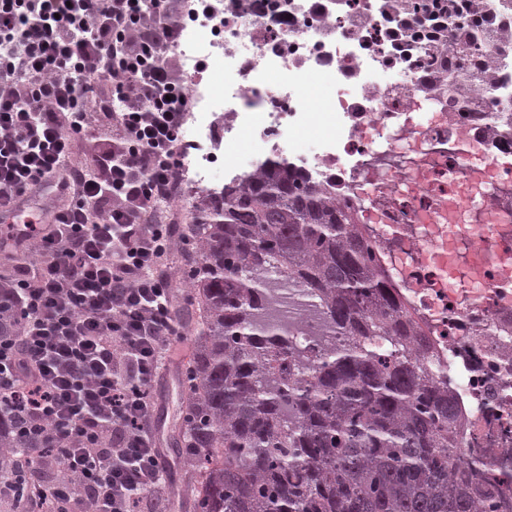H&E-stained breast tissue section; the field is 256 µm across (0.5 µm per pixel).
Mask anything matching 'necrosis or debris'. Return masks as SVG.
<instances>
[{"label": "necrosis or debris", "instance_id": "obj_1", "mask_svg": "<svg viewBox=\"0 0 512 512\" xmlns=\"http://www.w3.org/2000/svg\"><path fill=\"white\" fill-rule=\"evenodd\" d=\"M301 13L227 8L190 20L176 43L191 75L182 188L219 193L280 155L357 210L363 233L460 397L465 458L512 474V128L491 99H512V56L496 23L475 58L435 35L439 66L402 31L387 0H303ZM249 135L251 151L239 150ZM316 298H288L303 347L323 334Z\"/></svg>", "mask_w": 512, "mask_h": 512}]
</instances>
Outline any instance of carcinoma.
I'll use <instances>...</instances> for the list:
<instances>
[{
	"instance_id": "carcinoma-1",
	"label": "carcinoma",
	"mask_w": 512,
	"mask_h": 512,
	"mask_svg": "<svg viewBox=\"0 0 512 512\" xmlns=\"http://www.w3.org/2000/svg\"><path fill=\"white\" fill-rule=\"evenodd\" d=\"M420 20L403 37H426ZM288 160L195 201L184 269L201 301L171 445L182 479L164 490L192 512H500L490 465L460 462L459 399L358 227ZM318 296L325 331L345 342L311 359L270 311L269 282ZM20 321L0 309V336ZM33 438L0 419V476Z\"/></svg>"
}]
</instances>
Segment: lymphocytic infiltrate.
<instances>
[{"label": "lymphocytic infiltrate", "instance_id": "f902f5d3", "mask_svg": "<svg viewBox=\"0 0 512 512\" xmlns=\"http://www.w3.org/2000/svg\"><path fill=\"white\" fill-rule=\"evenodd\" d=\"M205 0H0V231L15 260L0 416L38 448L31 512H137L167 465L144 424L167 359L162 271L181 178L186 66L174 45Z\"/></svg>", "mask_w": 512, "mask_h": 512}]
</instances>
